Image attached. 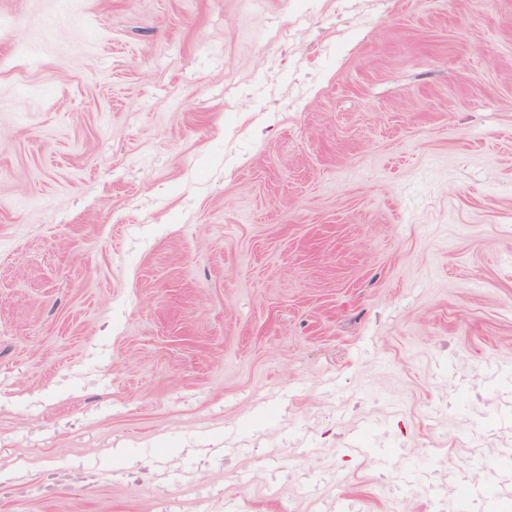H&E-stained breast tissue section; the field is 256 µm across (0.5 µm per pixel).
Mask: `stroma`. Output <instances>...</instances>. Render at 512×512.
Returning a JSON list of instances; mask_svg holds the SVG:
<instances>
[{
	"label": "stroma",
	"mask_w": 512,
	"mask_h": 512,
	"mask_svg": "<svg viewBox=\"0 0 512 512\" xmlns=\"http://www.w3.org/2000/svg\"><path fill=\"white\" fill-rule=\"evenodd\" d=\"M498 379L512 0H0V512H429ZM342 451L349 455H355L371 460L376 468L383 472H392L395 470V463L389 448H379L367 444L360 437H351L348 440L346 448Z\"/></svg>",
	"instance_id": "obj_1"
}]
</instances>
